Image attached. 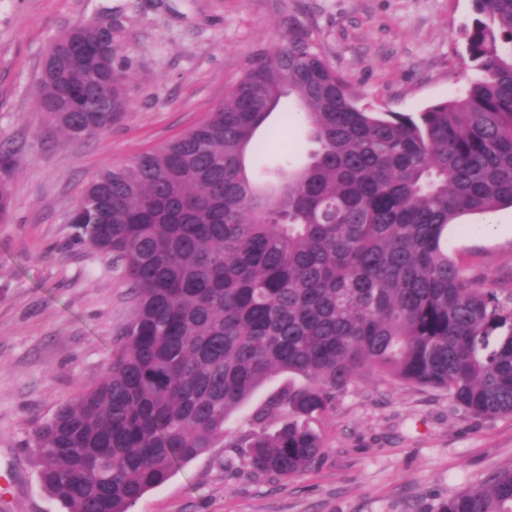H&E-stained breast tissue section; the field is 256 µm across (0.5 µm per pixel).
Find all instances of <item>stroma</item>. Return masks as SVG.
<instances>
[{
	"label": "stroma",
	"instance_id": "35a3bbf8",
	"mask_svg": "<svg viewBox=\"0 0 512 512\" xmlns=\"http://www.w3.org/2000/svg\"><path fill=\"white\" fill-rule=\"evenodd\" d=\"M124 14L135 42L132 106L100 137L69 141L36 104L58 33ZM471 0H0V142L15 152L13 211L0 222V512H63L41 485L30 439L112 363L131 289L74 240L70 213L105 164H122L198 125L247 57L292 20L309 27L361 103L414 114L460 96L473 76L462 32ZM496 234L448 227V253L487 287L512 289V209ZM319 431L324 456L304 474L252 479L224 451L175 469L134 512H432L442 499L512 467V416L478 421L444 393L368 375Z\"/></svg>",
	"mask_w": 512,
	"mask_h": 512
}]
</instances>
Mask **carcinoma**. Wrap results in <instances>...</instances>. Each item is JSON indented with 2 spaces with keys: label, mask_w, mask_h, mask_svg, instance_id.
<instances>
[{
  "label": "carcinoma",
  "mask_w": 512,
  "mask_h": 512,
  "mask_svg": "<svg viewBox=\"0 0 512 512\" xmlns=\"http://www.w3.org/2000/svg\"><path fill=\"white\" fill-rule=\"evenodd\" d=\"M465 92L415 114L361 105L296 22L248 58L206 118L121 165L75 206V238L135 290L116 358L37 428L40 480L66 512H132L211 448L253 478L306 472L315 428L362 376L442 392L464 415H512V292L467 276L448 225L512 208V0H473ZM77 24L44 57L37 104L67 140L131 107L132 43L117 15ZM316 144L262 184L273 113ZM0 146V220L13 208ZM227 434L228 420L271 378ZM435 512H512V468ZM282 381H284V378H279L274 381H271L267 383L263 388H261L258 392H256L251 401L246 406L241 408L233 417H231L227 425V429L230 431H236L237 429L241 428L242 425L244 424V421L247 417L250 408L256 403H258L260 400H262L266 394L277 388L282 383Z\"/></svg>",
  "instance_id": "obj_1"
}]
</instances>
